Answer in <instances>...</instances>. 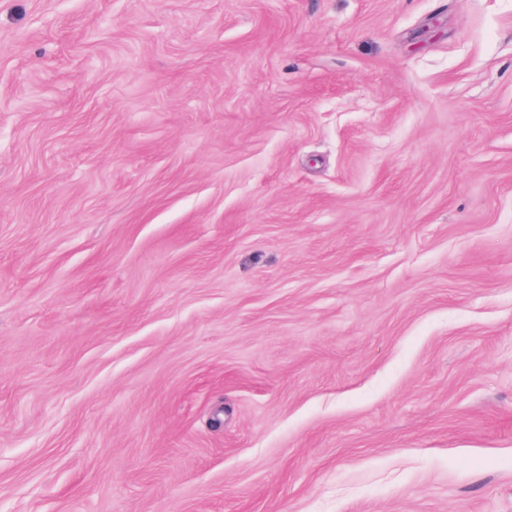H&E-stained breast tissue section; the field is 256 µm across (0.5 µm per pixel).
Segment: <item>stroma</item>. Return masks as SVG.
I'll return each instance as SVG.
<instances>
[{"instance_id":"stroma-1","label":"stroma","mask_w":512,"mask_h":512,"mask_svg":"<svg viewBox=\"0 0 512 512\" xmlns=\"http://www.w3.org/2000/svg\"><path fill=\"white\" fill-rule=\"evenodd\" d=\"M0 512H512V0H0Z\"/></svg>"}]
</instances>
